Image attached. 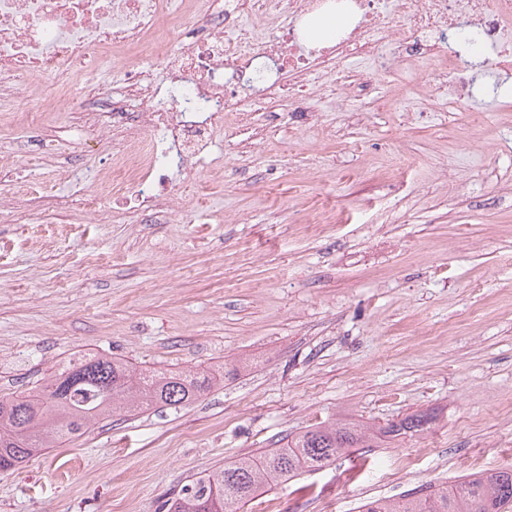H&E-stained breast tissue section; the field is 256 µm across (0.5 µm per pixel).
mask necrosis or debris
Instances as JSON below:
<instances>
[{"label":"necrosis or debris","mask_w":512,"mask_h":512,"mask_svg":"<svg viewBox=\"0 0 512 512\" xmlns=\"http://www.w3.org/2000/svg\"><path fill=\"white\" fill-rule=\"evenodd\" d=\"M184 0L193 23L191 41L172 46L159 39L171 21V0H0V102L16 98L23 80L42 77V88L25 102L28 113L53 111L73 95L78 69L121 53L133 58L125 70V98L96 90L89 110L107 116L99 134L119 132L122 149L112 176L98 179L90 196L94 211L112 210V186L149 223L177 216L181 185L176 175L218 163V136L230 121L244 122L255 103L275 97L291 106L322 79L336 82L339 107L363 110L362 86L374 77L404 78L422 60L447 58L448 72L429 102L431 109H468L476 71L505 73L512 48V0ZM336 7L350 25L331 45L306 43V18ZM481 37L480 63L449 51V37L462 28ZM162 71L152 81L138 58ZM368 68L343 79L349 60ZM136 98L129 111L126 97Z\"/></svg>","instance_id":"necrosis-or-debris-1"}]
</instances>
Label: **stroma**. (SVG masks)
I'll return each mask as SVG.
<instances>
[{
    "label": "stroma",
    "instance_id": "stroma-1",
    "mask_svg": "<svg viewBox=\"0 0 512 512\" xmlns=\"http://www.w3.org/2000/svg\"><path fill=\"white\" fill-rule=\"evenodd\" d=\"M369 101L336 112L264 99L225 131L224 164L188 177L193 223L84 205L122 146L61 100L0 117V397L42 390L69 361L225 371L191 405L115 416L0 472V512H162L192 479L332 422L428 429L356 448L246 512H358L421 486L512 468V112ZM83 172L73 181V168ZM430 420L431 417L427 414L411 415L397 423L389 424L382 432L380 431V434L385 437L388 436V438L408 435V433L413 435V433L423 431Z\"/></svg>",
    "mask_w": 512,
    "mask_h": 512
}]
</instances>
